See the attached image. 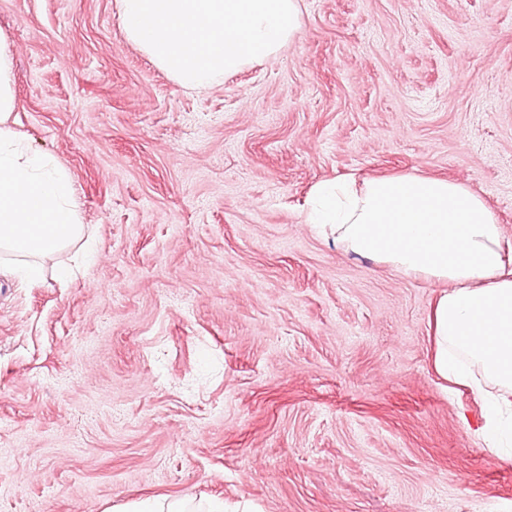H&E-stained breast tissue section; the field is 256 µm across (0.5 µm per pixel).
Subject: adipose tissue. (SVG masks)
<instances>
[{
	"mask_svg": "<svg viewBox=\"0 0 512 512\" xmlns=\"http://www.w3.org/2000/svg\"><path fill=\"white\" fill-rule=\"evenodd\" d=\"M13 69L0 33V249L20 278L35 281L42 258L82 240L85 229L68 172L11 127ZM310 222L347 252L448 283L431 315L434 369L483 398L476 433L488 453L512 454V254L485 202L425 176L327 181L315 190Z\"/></svg>",
	"mask_w": 512,
	"mask_h": 512,
	"instance_id": "adipose-tissue-1",
	"label": "adipose tissue"
}]
</instances>
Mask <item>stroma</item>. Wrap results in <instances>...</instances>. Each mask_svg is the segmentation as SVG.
I'll list each match as a JSON object with an SVG mask.
<instances>
[{
	"label": "stroma",
	"mask_w": 512,
	"mask_h": 512,
	"mask_svg": "<svg viewBox=\"0 0 512 512\" xmlns=\"http://www.w3.org/2000/svg\"><path fill=\"white\" fill-rule=\"evenodd\" d=\"M276 55L185 91L117 0H0L15 133L91 259L0 267V512H512V458L432 367L441 282L307 222L334 178L477 193L512 248V0H299Z\"/></svg>",
	"instance_id": "35a3bbf8"
}]
</instances>
